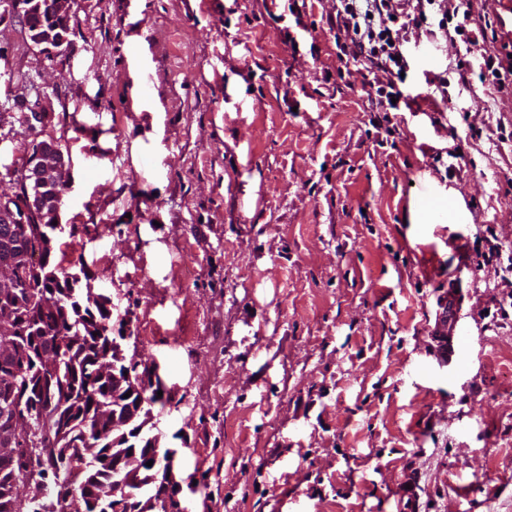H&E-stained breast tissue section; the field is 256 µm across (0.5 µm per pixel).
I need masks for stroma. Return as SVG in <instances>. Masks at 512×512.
Here are the masks:
<instances>
[{"label":"stroma","mask_w":512,"mask_h":512,"mask_svg":"<svg viewBox=\"0 0 512 512\" xmlns=\"http://www.w3.org/2000/svg\"><path fill=\"white\" fill-rule=\"evenodd\" d=\"M469 2L495 38L410 33L448 95L387 115L339 69L336 0H76L61 56L0 19V164L47 113L72 179L52 259L172 397L178 512H395L409 479L421 512H512V281L481 257L490 227L512 257V79L480 68L512 0ZM459 310L457 294L448 291V307L436 315L432 328L436 360L448 366L453 363L460 353L458 340L462 337L463 332L458 328Z\"/></svg>","instance_id":"stroma-1"}]
</instances>
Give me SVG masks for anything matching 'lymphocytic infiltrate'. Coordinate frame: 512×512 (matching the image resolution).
<instances>
[{
  "label": "lymphocytic infiltrate",
  "mask_w": 512,
  "mask_h": 512,
  "mask_svg": "<svg viewBox=\"0 0 512 512\" xmlns=\"http://www.w3.org/2000/svg\"><path fill=\"white\" fill-rule=\"evenodd\" d=\"M438 0H337L336 14L330 25L335 32L338 59L349 58L364 62L367 72L387 74V82L376 85L375 95L379 108L385 112L401 111L410 98L402 86L410 70L413 49L402 31L416 29L426 34L455 29L465 33L474 27L476 34L470 44H478L486 37L487 26L474 20L466 0L458 7L461 19L456 26H449L447 17L435 9Z\"/></svg>",
  "instance_id": "1"
}]
</instances>
